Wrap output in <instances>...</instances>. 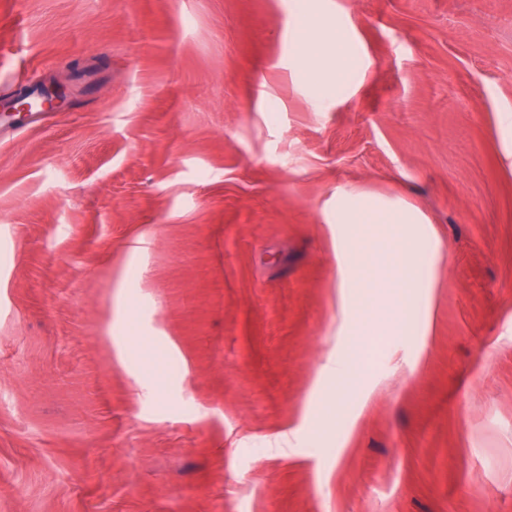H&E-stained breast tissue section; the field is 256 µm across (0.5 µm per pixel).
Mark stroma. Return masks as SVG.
I'll return each mask as SVG.
<instances>
[{
    "mask_svg": "<svg viewBox=\"0 0 512 512\" xmlns=\"http://www.w3.org/2000/svg\"><path fill=\"white\" fill-rule=\"evenodd\" d=\"M21 74L68 103L7 117ZM507 112L512 0H0V512H512ZM340 186L442 243L342 428ZM314 31L316 32L314 39L306 37L304 31L300 35L296 55L298 69L316 84H324L325 63L334 56L337 82L341 75H346L349 67L345 38L337 30L336 33L327 29ZM350 358L340 355H330L320 366V376L340 397L344 390L349 387L357 386L358 373L349 369Z\"/></svg>",
    "mask_w": 512,
    "mask_h": 512,
    "instance_id": "1",
    "label": "stroma"
}]
</instances>
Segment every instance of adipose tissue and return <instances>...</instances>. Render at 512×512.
I'll return each mask as SVG.
<instances>
[{"mask_svg":"<svg viewBox=\"0 0 512 512\" xmlns=\"http://www.w3.org/2000/svg\"><path fill=\"white\" fill-rule=\"evenodd\" d=\"M297 66L315 83L325 81V63L346 74L349 58L341 33L317 30L300 37ZM326 218L336 227V288L340 324H356L362 356L375 339L420 330L428 334L440 244L418 210L397 198L337 187Z\"/></svg>","mask_w":512,"mask_h":512,"instance_id":"1","label":"adipose tissue"}]
</instances>
